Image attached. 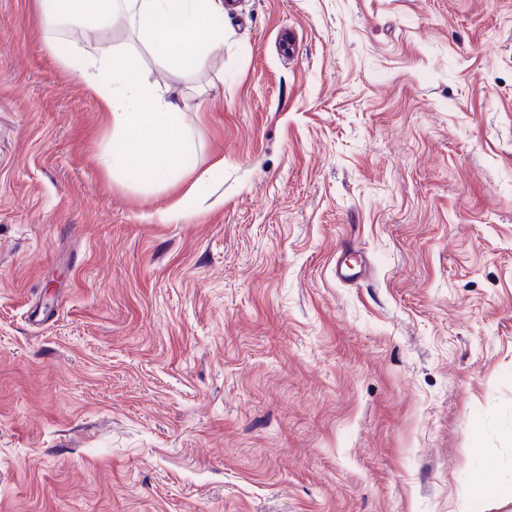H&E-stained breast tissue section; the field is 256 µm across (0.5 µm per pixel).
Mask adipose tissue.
<instances>
[{
  "label": "adipose tissue",
  "instance_id": "obj_1",
  "mask_svg": "<svg viewBox=\"0 0 512 512\" xmlns=\"http://www.w3.org/2000/svg\"><path fill=\"white\" fill-rule=\"evenodd\" d=\"M49 28L77 26L88 31L128 28V44L96 56L60 55L78 73L107 111L112 136L100 162L113 182L163 191L187 173L195 144L183 122L190 99L174 103L156 83L134 73L138 47L169 69L190 71L224 43V0H40Z\"/></svg>",
  "mask_w": 512,
  "mask_h": 512
}]
</instances>
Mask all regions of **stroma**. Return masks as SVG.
Segmentation results:
<instances>
[{"mask_svg": "<svg viewBox=\"0 0 512 512\" xmlns=\"http://www.w3.org/2000/svg\"><path fill=\"white\" fill-rule=\"evenodd\" d=\"M224 31L188 75L139 52L203 102L187 199L110 182L57 62L125 30L0 0V512H512V0Z\"/></svg>", "mask_w": 512, "mask_h": 512, "instance_id": "35a3bbf8", "label": "stroma"}]
</instances>
